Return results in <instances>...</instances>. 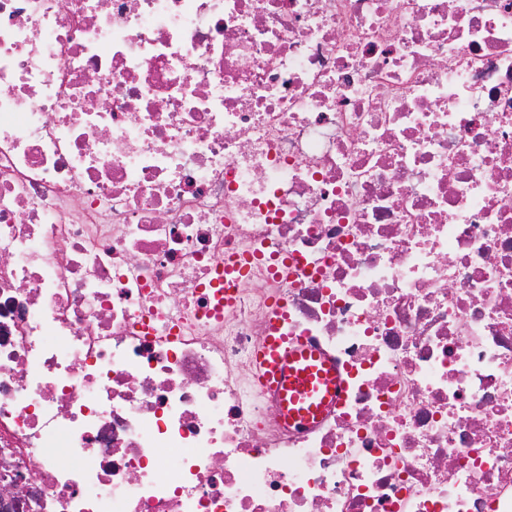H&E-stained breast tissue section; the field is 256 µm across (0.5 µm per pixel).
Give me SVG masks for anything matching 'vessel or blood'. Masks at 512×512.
<instances>
[{"label": "vessel or blood", "mask_w": 512, "mask_h": 512, "mask_svg": "<svg viewBox=\"0 0 512 512\" xmlns=\"http://www.w3.org/2000/svg\"><path fill=\"white\" fill-rule=\"evenodd\" d=\"M282 309H274L269 334L256 358L268 390L281 405L289 425L308 427L341 400L345 392L338 368L312 349L303 337L279 333Z\"/></svg>", "instance_id": "vessel-or-blood-1"}]
</instances>
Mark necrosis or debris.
<instances>
[{"label":"necrosis or debris","mask_w":512,"mask_h":512,"mask_svg":"<svg viewBox=\"0 0 512 512\" xmlns=\"http://www.w3.org/2000/svg\"><path fill=\"white\" fill-rule=\"evenodd\" d=\"M276 303L347 382L303 431ZM16 473L13 512H512V0H0ZM248 268L245 264L240 263H232V264H224V275L221 274L220 271H218V275L216 278L212 279L208 285H204L205 288H219L221 285L224 287V289L217 290L215 292V297L220 300L221 294L224 291V302H230V296L232 294V289L230 287H227V275L231 274L232 272H240L242 275L247 272ZM229 297V298H228Z\"/></svg>","instance_id":"1"}]
</instances>
